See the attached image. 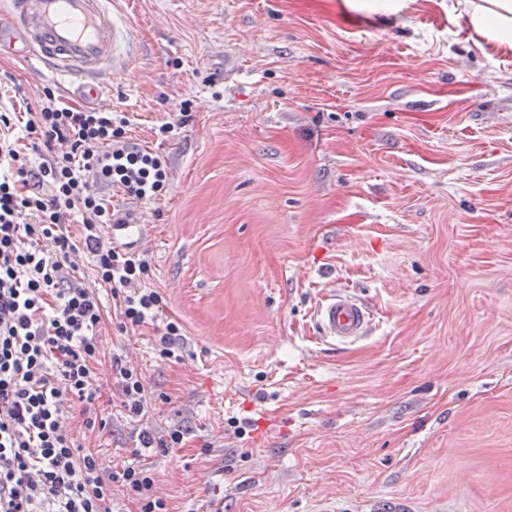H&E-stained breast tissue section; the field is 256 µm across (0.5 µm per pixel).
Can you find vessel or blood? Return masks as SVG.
<instances>
[{
	"label": "vessel or blood",
	"mask_w": 512,
	"mask_h": 512,
	"mask_svg": "<svg viewBox=\"0 0 512 512\" xmlns=\"http://www.w3.org/2000/svg\"><path fill=\"white\" fill-rule=\"evenodd\" d=\"M0 9V47L43 62L54 74L74 79L82 94L102 99L104 76L133 65V37L115 0H5ZM113 245L145 239L141 224H112ZM323 336L347 344L364 336L372 316L354 296L334 289L318 309Z\"/></svg>",
	"instance_id": "vessel-or-blood-1"
}]
</instances>
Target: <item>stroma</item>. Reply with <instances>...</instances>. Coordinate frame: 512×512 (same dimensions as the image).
Instances as JSON below:
<instances>
[{"instance_id": "obj_1", "label": "stroma", "mask_w": 512, "mask_h": 512, "mask_svg": "<svg viewBox=\"0 0 512 512\" xmlns=\"http://www.w3.org/2000/svg\"><path fill=\"white\" fill-rule=\"evenodd\" d=\"M119 7L139 56L109 109L171 177L154 200L103 195L150 225L138 253L166 305L100 332L79 442L109 465L140 430L181 429L143 452L173 512H512V49L465 0ZM46 88L77 102L0 57V113ZM333 287L373 315L355 343L320 335ZM171 320L177 361L155 347ZM116 357L145 416L119 407ZM110 368L113 384L115 383L118 389L120 407L128 412L129 416H142L147 402L141 372L123 364L118 358H113Z\"/></svg>"}]
</instances>
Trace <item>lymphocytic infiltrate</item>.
<instances>
[{"mask_svg":"<svg viewBox=\"0 0 512 512\" xmlns=\"http://www.w3.org/2000/svg\"><path fill=\"white\" fill-rule=\"evenodd\" d=\"M25 117V132L40 142L36 167L18 147L15 113H0V512H115L118 487L136 512H170L151 464H103L63 422L72 403L99 394V288L110 290L123 330L165 303L143 284L146 262L105 239L106 224L123 217L96 188L99 153L113 148L109 182L139 199L161 195L165 169L131 141L127 118L66 104L50 90ZM82 247L94 256L90 286L68 262ZM111 372L121 408L142 416L141 372L118 358Z\"/></svg>","mask_w":512,"mask_h":512,"instance_id":"1","label":"lymphocytic infiltrate"}]
</instances>
